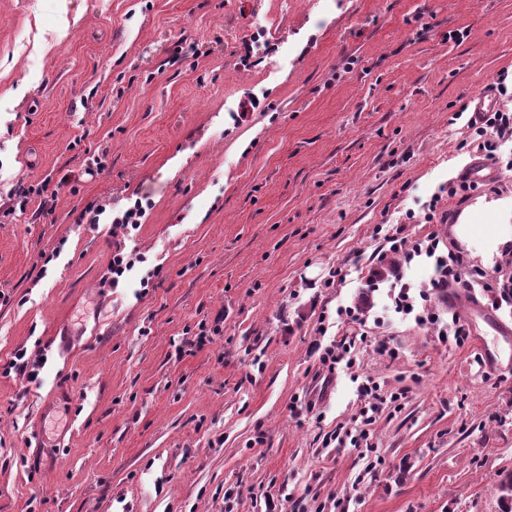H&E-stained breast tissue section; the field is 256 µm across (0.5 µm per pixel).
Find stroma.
Instances as JSON below:
<instances>
[{
    "label": "stroma",
    "instance_id": "stroma-1",
    "mask_svg": "<svg viewBox=\"0 0 512 512\" xmlns=\"http://www.w3.org/2000/svg\"><path fill=\"white\" fill-rule=\"evenodd\" d=\"M504 70L512 0H0V360L40 361L0 374V512H503L512 339L466 308L490 292L443 304L418 259L420 324L367 276L400 225L481 267L448 218L512 202V170L422 206L478 157L462 110L512 112ZM139 197L140 228L111 227ZM118 247L146 261L112 288ZM343 339L352 367L316 388ZM360 378L384 399L372 470L334 438ZM36 359H31V356L27 354V349L20 347L16 349L13 355L10 357L5 364L0 366V370L11 374L14 372L27 377L28 381H35L38 374L36 373Z\"/></svg>",
    "mask_w": 512,
    "mask_h": 512
}]
</instances>
